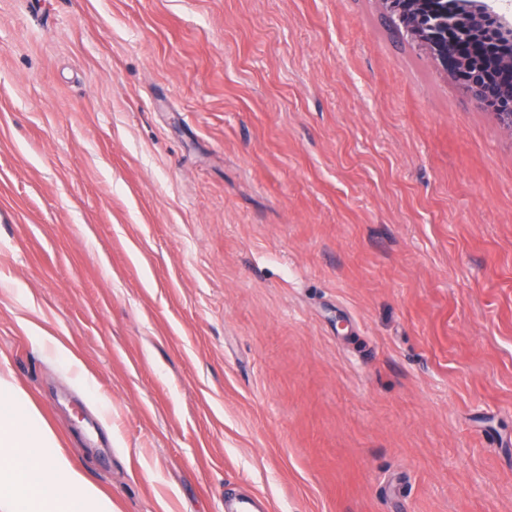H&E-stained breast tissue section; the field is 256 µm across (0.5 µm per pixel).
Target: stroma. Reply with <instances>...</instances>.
I'll return each mask as SVG.
<instances>
[{"label": "stroma", "instance_id": "1", "mask_svg": "<svg viewBox=\"0 0 512 512\" xmlns=\"http://www.w3.org/2000/svg\"><path fill=\"white\" fill-rule=\"evenodd\" d=\"M0 371L115 512H512V133L381 0H0Z\"/></svg>", "mask_w": 512, "mask_h": 512}]
</instances>
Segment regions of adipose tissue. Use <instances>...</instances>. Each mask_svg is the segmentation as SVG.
Instances as JSON below:
<instances>
[{
	"instance_id": "ef3b65f1",
	"label": "adipose tissue",
	"mask_w": 512,
	"mask_h": 512,
	"mask_svg": "<svg viewBox=\"0 0 512 512\" xmlns=\"http://www.w3.org/2000/svg\"><path fill=\"white\" fill-rule=\"evenodd\" d=\"M0 512H112L111 501L60 451L28 393L1 373Z\"/></svg>"
}]
</instances>
